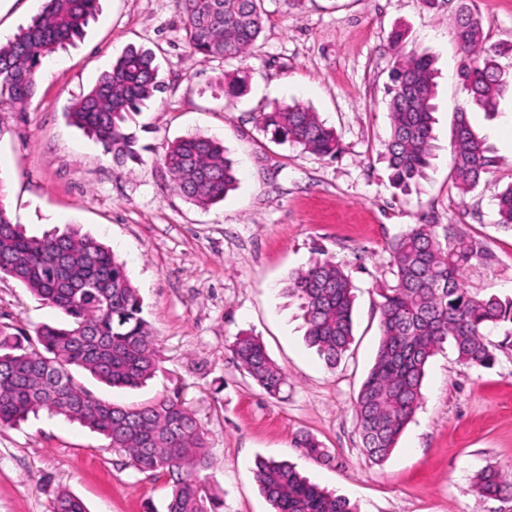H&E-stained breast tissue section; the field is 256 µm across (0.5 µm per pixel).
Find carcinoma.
<instances>
[{
  "label": "carcinoma",
  "instance_id": "obj_1",
  "mask_svg": "<svg viewBox=\"0 0 512 512\" xmlns=\"http://www.w3.org/2000/svg\"><path fill=\"white\" fill-rule=\"evenodd\" d=\"M261 0H178L186 38L193 53L233 60L255 48L263 31ZM99 0H43L32 23L0 43V104L25 109L35 94L44 61L57 49L83 37ZM462 50L458 76L467 93L455 112L451 174L457 189L477 190L496 164L491 147L473 128L468 113L498 112L512 91V71L496 57L480 13L460 5L454 21ZM407 35L391 32L390 132L384 157L390 180L406 194L429 166L435 122L434 56L406 51ZM249 75L224 74L225 99L240 97ZM165 88L150 49L129 47L95 85L75 99L71 123L99 143L118 164L141 159L130 123ZM260 129L279 144L334 156L336 131L317 113L294 103L257 116ZM157 161L170 175V190L199 207L224 200L238 184L236 163L222 142L191 135L168 142ZM498 227L512 233V185L496 195ZM395 284L377 291L380 340L374 363L354 400V414L365 456L387 460L422 400L429 360L450 343L460 363L489 368L500 346L512 344V299L482 295L466 286L474 269H490L497 257L490 245L468 238L458 225L443 233L435 224H412L388 244ZM10 277L40 300L60 309L68 321L42 324L28 338L0 328V426L15 424L40 410L80 422L107 439L140 472L172 479L166 512H221L220 496L205 488L200 473L211 467L205 432L183 403L163 397L118 405L96 398L74 378L81 369L111 386L138 388L159 369V350L143 301L125 263L110 249L75 227L29 236L14 222L0 195V277ZM354 286L330 257L317 258L288 276L286 292L300 302L309 346L326 364L336 366L353 340ZM504 328L501 344L488 341L491 328ZM233 354L243 371L268 396L288 386L282 367L256 336L241 333ZM298 447L311 459L328 452L310 435ZM255 479L272 512H357L350 502L311 483L286 461L260 460ZM484 497L512 496V483L487 467L476 475ZM53 512H87L77 495L59 491Z\"/></svg>",
  "mask_w": 512,
  "mask_h": 512
}]
</instances>
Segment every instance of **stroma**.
Listing matches in <instances>:
<instances>
[{
    "mask_svg": "<svg viewBox=\"0 0 512 512\" xmlns=\"http://www.w3.org/2000/svg\"><path fill=\"white\" fill-rule=\"evenodd\" d=\"M262 0L265 27L245 59H205L189 48L176 0H100L83 40L50 56L26 111L0 110V198L28 235L75 226L112 248L143 299L160 368L137 390L112 389L83 372L94 396L131 405L167 396L195 413L224 512H271L255 463H294L358 512H512V498L473 488L484 467L512 481V349L492 368L458 362L451 347L431 358L423 402L382 464L361 450L353 402L379 342L376 290L394 281L388 244L412 224H456L486 240L494 267L470 273L469 288L512 298V235L496 226L495 195L512 184V95L497 114L474 112L497 165L463 194L451 179L454 114L466 92L457 78L458 0ZM491 43L512 45V0H475ZM434 55L436 124L430 165L409 195L389 181L383 158L393 52ZM152 49L167 85L136 118L140 162H113L68 123L86 93L126 47ZM247 71L249 88L225 100L217 80ZM300 103L336 130L342 148L321 158L272 142L257 124L274 105ZM203 135L223 141L239 183L203 209L169 189L156 161L163 144ZM329 256L355 287L354 340L329 367L304 339L297 300L283 292L292 271ZM58 309L0 277V326L33 334L58 324ZM258 336L288 385L265 395L232 353L240 333ZM308 433L329 458L301 456ZM89 512H166L168 477L136 471L108 439L47 412L0 427V512H52L56 491Z\"/></svg>",
    "mask_w": 512,
    "mask_h": 512,
    "instance_id": "obj_1",
    "label": "stroma"
}]
</instances>
